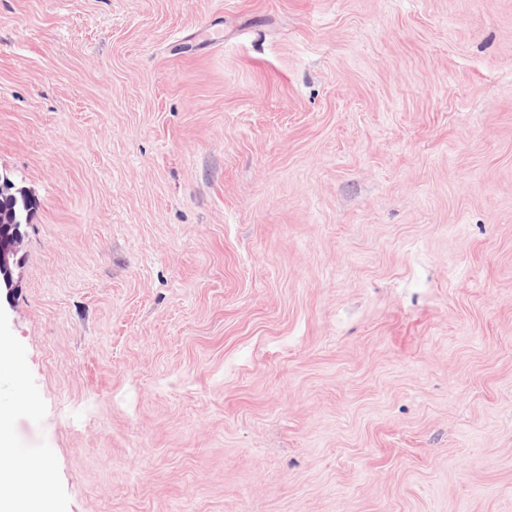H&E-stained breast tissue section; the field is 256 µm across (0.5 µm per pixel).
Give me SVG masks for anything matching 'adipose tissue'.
Instances as JSON below:
<instances>
[{
  "label": "adipose tissue",
  "instance_id": "obj_1",
  "mask_svg": "<svg viewBox=\"0 0 512 512\" xmlns=\"http://www.w3.org/2000/svg\"><path fill=\"white\" fill-rule=\"evenodd\" d=\"M19 455L13 438V412L0 405V512H50L43 498L18 491L13 463Z\"/></svg>",
  "mask_w": 512,
  "mask_h": 512
}]
</instances>
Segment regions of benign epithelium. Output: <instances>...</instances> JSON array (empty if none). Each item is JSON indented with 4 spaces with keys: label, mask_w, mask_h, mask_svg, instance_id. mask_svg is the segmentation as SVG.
<instances>
[{
    "label": "benign epithelium",
    "mask_w": 512,
    "mask_h": 512,
    "mask_svg": "<svg viewBox=\"0 0 512 512\" xmlns=\"http://www.w3.org/2000/svg\"><path fill=\"white\" fill-rule=\"evenodd\" d=\"M32 194L18 187L5 173L0 171V292L12 294L14 284L13 267L24 243V227L29 224Z\"/></svg>",
    "instance_id": "benign-epithelium-1"
}]
</instances>
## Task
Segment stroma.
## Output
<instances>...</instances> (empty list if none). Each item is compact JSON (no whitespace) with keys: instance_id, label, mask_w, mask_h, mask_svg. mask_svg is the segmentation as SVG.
Wrapping results in <instances>:
<instances>
[{"instance_id":"obj_1","label":"stroma","mask_w":512,"mask_h":512,"mask_svg":"<svg viewBox=\"0 0 512 512\" xmlns=\"http://www.w3.org/2000/svg\"><path fill=\"white\" fill-rule=\"evenodd\" d=\"M0 171L58 512H512V0H0ZM32 194L25 187H17L14 181L0 171V306L2 291L12 294L13 267L24 243V227L29 224Z\"/></svg>"}]
</instances>
